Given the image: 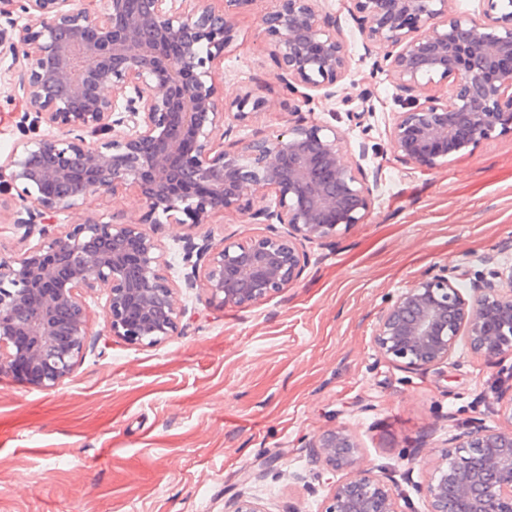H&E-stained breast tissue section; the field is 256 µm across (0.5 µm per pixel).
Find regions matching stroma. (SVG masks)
<instances>
[{
	"label": "stroma",
	"instance_id": "obj_1",
	"mask_svg": "<svg viewBox=\"0 0 512 512\" xmlns=\"http://www.w3.org/2000/svg\"><path fill=\"white\" fill-rule=\"evenodd\" d=\"M273 0H250L215 68L225 99L252 92L275 105L232 122L227 142L282 130L296 99L264 44ZM349 53L336 95L314 92L308 123L334 128L345 148L366 143L382 185L363 223L336 245H310L296 284L250 308L224 307L183 288V239L212 244L261 232L231 205L211 223L165 224L157 237L172 267L179 330L154 347L104 335V298L87 301L92 334L71 377L45 391L0 375V512H224L236 495L265 512H321L353 478L314 462L310 442L346 427L362 466L387 477L400 512H428L420 491L448 448L475 424L503 425L498 399L512 385V353L486 364L458 348L449 364L410 373L384 361L373 334L379 310L423 272L512 262V133L450 155L428 171L397 158L388 128L397 84L352 0H319ZM18 68L0 57V154L22 135L27 105ZM145 211L134 189L91 196L85 215L114 223Z\"/></svg>",
	"mask_w": 512,
	"mask_h": 512
}]
</instances>
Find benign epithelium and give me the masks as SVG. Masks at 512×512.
I'll return each instance as SVG.
<instances>
[{"label":"benign epithelium","instance_id":"obj_1","mask_svg":"<svg viewBox=\"0 0 512 512\" xmlns=\"http://www.w3.org/2000/svg\"><path fill=\"white\" fill-rule=\"evenodd\" d=\"M250 0H0L31 22L0 56L20 64L18 88L29 111L24 135L41 125L63 137L27 138L0 160V211L40 243L0 252V374L52 390L74 371L92 324L90 294L106 296L104 330L129 345L152 347L176 333L185 309L164 272L161 245L147 224H208L243 203L257 236L219 247L186 235L184 287L248 308L296 283L306 244H331L365 219L380 177L347 153L336 131L307 124L301 109L277 134L224 148V122L271 106L246 92L231 103L213 75L234 40L237 10ZM318 0H273L262 17L268 52L287 92L308 104L309 89L342 78L348 51ZM478 17L448 13V0H354L366 34L403 95L389 129L396 155L425 170L499 131H512V0H482ZM449 85L444 98L425 94ZM138 188L146 212L114 224L87 217L92 195ZM267 190L275 207L257 204ZM72 215L60 232L54 218ZM489 274L469 279L433 267L380 310L373 341L380 357L408 370L448 363L460 345L489 364L512 352V265L496 256ZM504 428L473 425L449 439L421 493L429 512H512V394L502 392ZM333 470L360 467L343 426L311 444ZM225 512H265L234 496ZM322 512H399L383 478L337 484Z\"/></svg>","mask_w":512,"mask_h":512}]
</instances>
